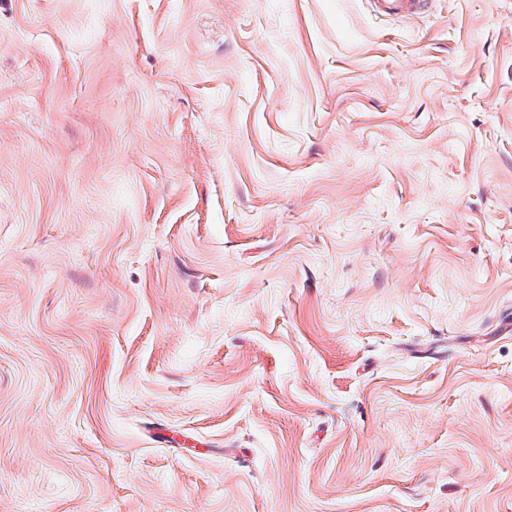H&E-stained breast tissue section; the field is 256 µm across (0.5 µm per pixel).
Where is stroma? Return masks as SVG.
Returning a JSON list of instances; mask_svg holds the SVG:
<instances>
[{"label": "stroma", "mask_w": 512, "mask_h": 512, "mask_svg": "<svg viewBox=\"0 0 512 512\" xmlns=\"http://www.w3.org/2000/svg\"><path fill=\"white\" fill-rule=\"evenodd\" d=\"M512 0H0V512H512ZM375 9L383 15L408 17L425 10L427 0H372Z\"/></svg>", "instance_id": "1"}]
</instances>
